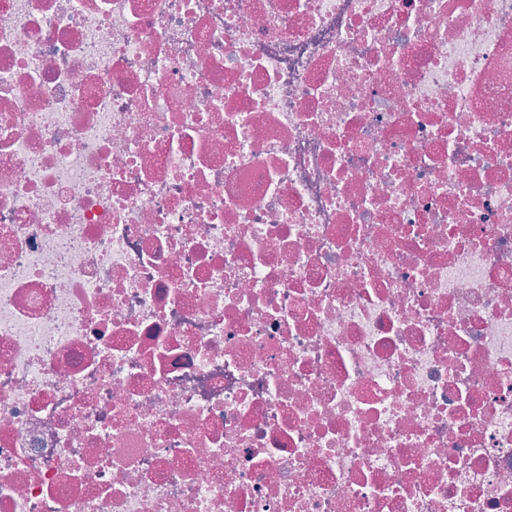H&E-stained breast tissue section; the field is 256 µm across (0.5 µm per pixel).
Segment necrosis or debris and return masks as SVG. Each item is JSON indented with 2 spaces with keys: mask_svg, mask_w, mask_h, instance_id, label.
I'll return each instance as SVG.
<instances>
[{
  "mask_svg": "<svg viewBox=\"0 0 512 512\" xmlns=\"http://www.w3.org/2000/svg\"><path fill=\"white\" fill-rule=\"evenodd\" d=\"M0 512H512V0H0Z\"/></svg>",
  "mask_w": 512,
  "mask_h": 512,
  "instance_id": "necrosis-or-debris-1",
  "label": "necrosis or debris"
}]
</instances>
